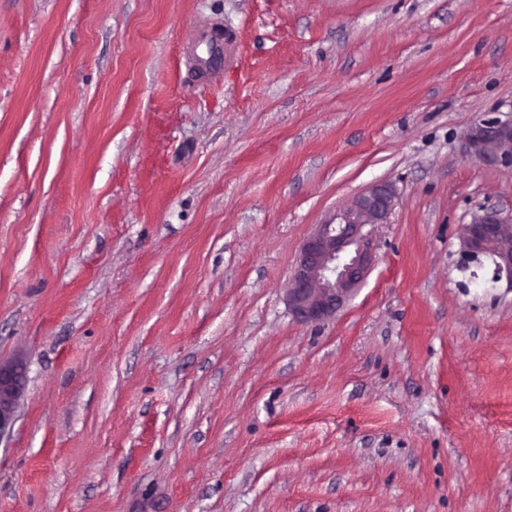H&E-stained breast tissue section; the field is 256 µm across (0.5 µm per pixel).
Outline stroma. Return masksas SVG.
<instances>
[{"mask_svg":"<svg viewBox=\"0 0 512 512\" xmlns=\"http://www.w3.org/2000/svg\"><path fill=\"white\" fill-rule=\"evenodd\" d=\"M235 36L194 82L195 27ZM512 0H0V512H512ZM398 204L330 319L303 240ZM466 152L484 163L512 162V122L480 120L464 135ZM511 225L512 213L505 214L494 207H483L473 214L468 224L462 226L461 243L463 256L467 259H479L488 251L489 243H502L493 261L492 281L500 282L505 276L507 283L512 286V235L511 244L503 243L509 236ZM24 386V369L21 365L0 364V434L13 418Z\"/></svg>","mask_w":512,"mask_h":512,"instance_id":"35a3bbf8","label":"stroma"}]
</instances>
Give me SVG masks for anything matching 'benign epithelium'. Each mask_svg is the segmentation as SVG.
I'll return each mask as SVG.
<instances>
[{
  "mask_svg": "<svg viewBox=\"0 0 512 512\" xmlns=\"http://www.w3.org/2000/svg\"><path fill=\"white\" fill-rule=\"evenodd\" d=\"M466 152L496 165L512 162V122L480 120L464 135ZM398 196L387 182H377L357 195L329 221L318 226L302 243L287 289L288 308L305 325L333 316L363 283L375 261L371 228L385 224ZM512 213L483 207L462 226V253L477 259L488 244L500 242L493 261L492 281L512 287ZM24 386L21 365L0 364V433L13 418Z\"/></svg>",
  "mask_w": 512,
  "mask_h": 512,
  "instance_id": "1",
  "label": "benign epithelium"
}]
</instances>
